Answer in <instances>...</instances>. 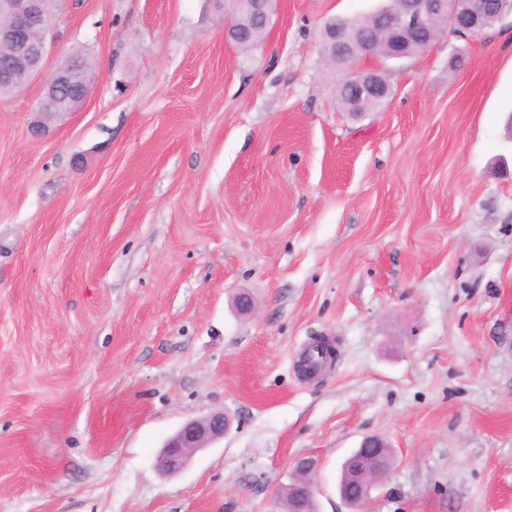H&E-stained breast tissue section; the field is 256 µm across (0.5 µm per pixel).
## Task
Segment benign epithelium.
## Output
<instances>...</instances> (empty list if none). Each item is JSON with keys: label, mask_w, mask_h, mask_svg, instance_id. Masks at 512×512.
Returning <instances> with one entry per match:
<instances>
[{"label": "benign epithelium", "mask_w": 512, "mask_h": 512, "mask_svg": "<svg viewBox=\"0 0 512 512\" xmlns=\"http://www.w3.org/2000/svg\"><path fill=\"white\" fill-rule=\"evenodd\" d=\"M503 3L496 0V7L491 9L487 0H398L394 15H366L357 21L356 28L362 35L370 31L387 34L393 39L389 57L403 59L408 57L406 47L428 32L434 16L445 17L448 29L456 34L476 36L501 19ZM50 4L51 0H0V47L7 49L0 56V92H15L27 81L40 80L31 124L41 133L48 131V122L54 117L77 111L90 91V76L78 54L69 56L60 67L46 70V59L55 48ZM234 4L253 20L269 23L273 0H234ZM326 36L331 43L327 60L332 64L354 62L357 50L370 46L365 39L350 43L346 26L333 22L328 24ZM347 85L355 89L352 103L356 106L365 101L377 107L389 92L386 78L377 68L353 72ZM227 428L222 412L186 422L164 445L158 466L169 474L180 472L193 454L222 438ZM390 465L391 455L384 440L377 436L363 438L358 454L348 462V490H339L341 498L356 512H364L372 487L387 474ZM293 472L288 495L300 486L305 495L291 512H314L315 462L300 459Z\"/></svg>", "instance_id": "7a95c632"}]
</instances>
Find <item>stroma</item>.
<instances>
[{
  "instance_id": "1",
  "label": "stroma",
  "mask_w": 512,
  "mask_h": 512,
  "mask_svg": "<svg viewBox=\"0 0 512 512\" xmlns=\"http://www.w3.org/2000/svg\"><path fill=\"white\" fill-rule=\"evenodd\" d=\"M384 2L277 0L244 49L212 0H55L92 89L42 136L39 83L0 99V512H285L302 457L351 512L367 435L368 512H512V14L359 59L391 90L355 120L323 25ZM228 428L224 412L186 422L164 445L158 456V466L169 474H177L193 454L222 438ZM359 452L350 458L348 492L339 489L341 498L355 510L362 512L370 499L371 489L376 481L387 474L391 465L388 445L377 436L362 439Z\"/></svg>"
}]
</instances>
